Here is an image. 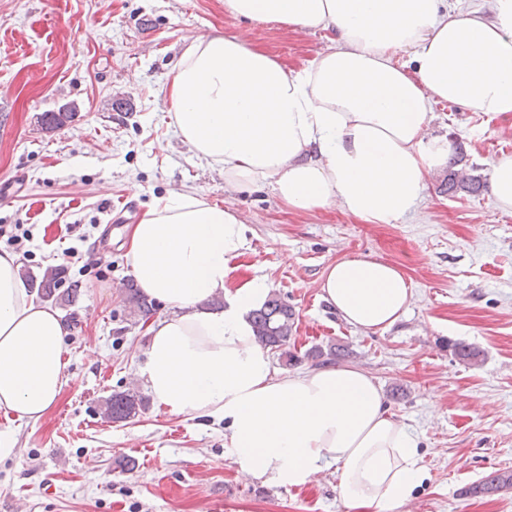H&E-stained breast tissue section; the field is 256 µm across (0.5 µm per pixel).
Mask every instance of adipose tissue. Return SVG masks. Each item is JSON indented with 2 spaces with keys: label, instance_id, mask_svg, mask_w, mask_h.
I'll list each match as a JSON object with an SVG mask.
<instances>
[{
  "label": "adipose tissue",
  "instance_id": "ef3b65f1",
  "mask_svg": "<svg viewBox=\"0 0 512 512\" xmlns=\"http://www.w3.org/2000/svg\"><path fill=\"white\" fill-rule=\"evenodd\" d=\"M490 3L224 0L244 19L331 31L333 44L293 71L234 36L191 38L169 75L170 120L236 184L269 185L298 211L335 206L367 224L396 222L417 209L448 154V140L429 133L432 102L512 112V0ZM247 232L238 210L182 192L158 198L132 226L131 272L172 309L149 326L138 379L171 415L223 420L246 477L302 487L332 464L350 512H389L424 478L415 436L359 367H273L248 318L267 298V278L227 287ZM320 288L367 332L391 328L414 296L399 267L366 257L337 259ZM218 295L223 309H210ZM66 334L60 313L26 288L16 255L1 252L0 408L42 417L68 382Z\"/></svg>",
  "mask_w": 512,
  "mask_h": 512
}]
</instances>
